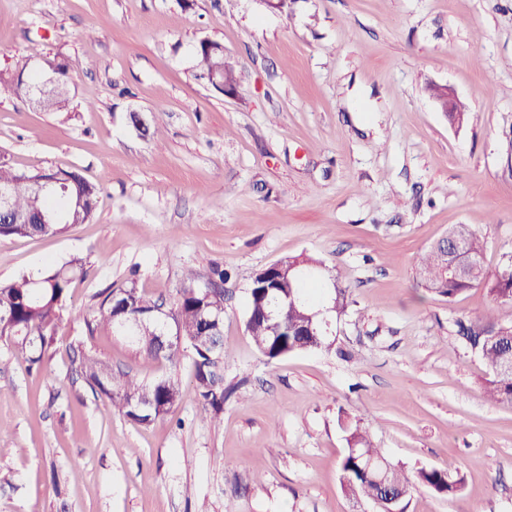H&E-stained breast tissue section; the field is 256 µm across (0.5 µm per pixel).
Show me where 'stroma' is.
I'll list each match as a JSON object with an SVG mask.
<instances>
[{
  "instance_id": "obj_1",
  "label": "stroma",
  "mask_w": 512,
  "mask_h": 512,
  "mask_svg": "<svg viewBox=\"0 0 512 512\" xmlns=\"http://www.w3.org/2000/svg\"><path fill=\"white\" fill-rule=\"evenodd\" d=\"M203 39L236 95L201 78ZM25 57L65 59L74 96L1 99L0 156L79 168L100 204L64 234L0 241V280L85 269L40 363L0 341V512H372L340 490L342 411L406 473L463 475L456 497L423 487L405 512H512V405L487 399L485 365L453 339L463 317L512 324V302L450 301L415 274L457 224L485 238L487 270L512 252V0H0V71ZM432 85L454 90L462 128ZM300 255L354 291L336 323L350 361L270 363L245 331L253 274ZM215 267L231 274L233 393L205 419L191 357L153 362L87 322L128 281L169 305ZM87 351L183 396L148 425L110 412ZM196 55L197 67L203 76L209 79L214 76L219 81L224 77L226 83L237 88L235 69L224 60V49L220 43L208 39L201 40L196 47ZM224 81L217 83L222 90L224 89V95H234L235 91L225 86ZM213 85L217 87L216 84Z\"/></svg>"
}]
</instances>
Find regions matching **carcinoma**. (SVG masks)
<instances>
[{
    "mask_svg": "<svg viewBox=\"0 0 512 512\" xmlns=\"http://www.w3.org/2000/svg\"><path fill=\"white\" fill-rule=\"evenodd\" d=\"M197 67L202 75L237 85L235 69L224 60V49L218 42L206 40L196 47ZM55 81L43 101L48 110L69 105L72 83L68 64L53 59L48 62ZM37 87L36 73L28 59L15 64L6 77L0 73V98L31 95ZM48 174L66 182V189L52 196L37 197L31 192L27 178L32 173L13 167L0 158V187L7 185L13 193L9 212H0V240L54 236L75 224L90 222L99 207L100 189L76 168H57ZM61 213L65 224H44L45 214ZM20 223H15V220ZM460 235L465 254L473 261L460 274H453V256L440 246H430L419 257L416 274L428 291L453 300L471 289L482 288L495 302L507 296L512 299V253L502 259L493 272L483 265L485 241L465 225L453 229ZM300 280L278 272L266 284L247 290L245 329L259 352L268 361L299 352L322 351L342 360L352 359V352L336 339L314 335L309 314L316 310L315 300L326 298V307L336 308V316L345 315L352 305L350 289L343 286L336 269L307 257ZM84 273L82 261L50 268L43 274L21 275L0 281V339L9 341L21 353L35 346L45 347L55 336L69 290L77 275ZM228 274L214 270L206 278L209 287H198L191 278L179 290L170 319L178 327L182 344L158 345L156 336L162 325L155 319L158 300L144 294L135 283L111 291L101 302L94 319L88 323L90 333L101 329L127 333L147 356L157 362L175 364L184 350L193 352L196 387L203 412L218 416L224 405V387L217 373L220 362L231 358L224 341V281ZM455 339L470 349L489 370L485 392L489 400L512 404V376L502 369L512 361V324L498 322L486 313L456 322ZM81 369L92 387L105 397L107 407L126 418L148 425L167 414L181 399L180 384L169 376L150 381L140 379L132 371L112 370L104 360L86 354ZM347 450L340 463L342 492L356 501L371 504L374 512H385L383 500L392 494L399 501L392 508L401 512L402 502L420 487L442 497L453 498L461 490L464 478L441 468H421L409 475L391 464L374 446L368 427L348 415L338 418Z\"/></svg>",
    "mask_w": 512,
    "mask_h": 512,
    "instance_id": "obj_1",
    "label": "carcinoma"
}]
</instances>
